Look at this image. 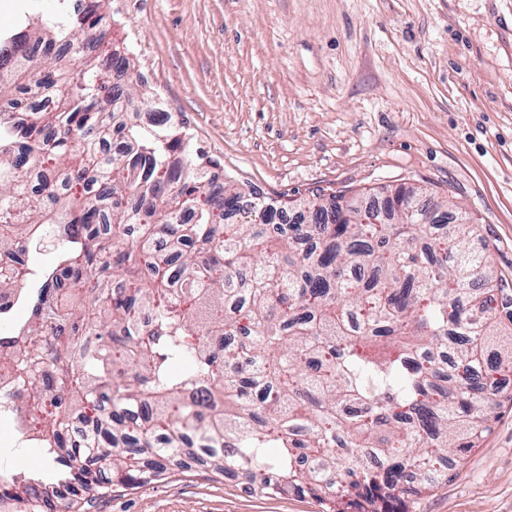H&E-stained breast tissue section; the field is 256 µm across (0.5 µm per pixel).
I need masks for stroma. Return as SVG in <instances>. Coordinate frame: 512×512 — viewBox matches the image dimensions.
<instances>
[{
	"mask_svg": "<svg viewBox=\"0 0 512 512\" xmlns=\"http://www.w3.org/2000/svg\"><path fill=\"white\" fill-rule=\"evenodd\" d=\"M133 73L225 174L289 201L425 187L512 283V0H102ZM409 512H512V409ZM91 512H322L170 467Z\"/></svg>",
	"mask_w": 512,
	"mask_h": 512,
	"instance_id": "obj_1",
	"label": "stroma"
}]
</instances>
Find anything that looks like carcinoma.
Masks as SVG:
<instances>
[{
	"mask_svg": "<svg viewBox=\"0 0 512 512\" xmlns=\"http://www.w3.org/2000/svg\"><path fill=\"white\" fill-rule=\"evenodd\" d=\"M41 26L0 36V254L16 256L0 293L29 310L0 332V383L25 392L65 512L178 460L323 512H393L408 469V499L448 480L512 403L488 381L512 364V311L494 305L507 284L470 251L474 225L439 229L415 186L375 223L365 191L293 219L229 178L214 197L219 162L168 112L142 127L145 99L112 81L129 58L85 51L99 21L60 0ZM60 76L64 110H39ZM21 107L32 119L9 117ZM18 486L1 474L0 501ZM53 497L32 485L20 512H55Z\"/></svg>",
	"mask_w": 512,
	"mask_h": 512,
	"instance_id": "carcinoma-1",
	"label": "carcinoma"
}]
</instances>
